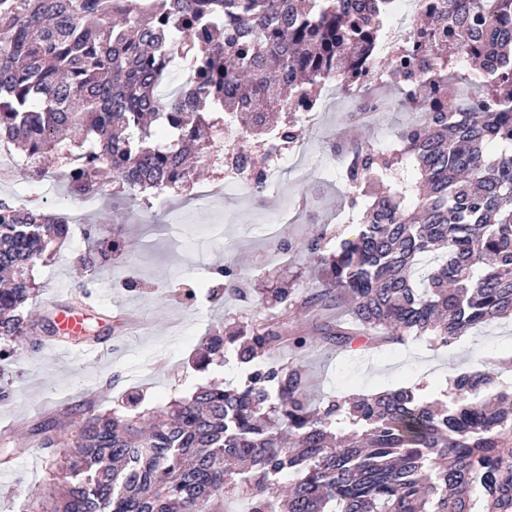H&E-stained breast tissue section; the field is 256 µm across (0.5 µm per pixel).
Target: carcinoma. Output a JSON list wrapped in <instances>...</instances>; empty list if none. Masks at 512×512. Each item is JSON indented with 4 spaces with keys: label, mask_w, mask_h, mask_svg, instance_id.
Returning <instances> with one entry per match:
<instances>
[{
    "label": "carcinoma",
    "mask_w": 512,
    "mask_h": 512,
    "mask_svg": "<svg viewBox=\"0 0 512 512\" xmlns=\"http://www.w3.org/2000/svg\"><path fill=\"white\" fill-rule=\"evenodd\" d=\"M392 2L0 0V142L29 175L52 155L76 200L112 180L148 205L194 184L201 161L248 173L261 197L256 146L301 134L283 115L331 79L375 93L351 79L376 56ZM417 40L379 83L430 80L447 97L464 81L475 111L400 127L403 157L353 144L345 199L359 225L324 259L323 288L257 296L281 314L215 327L195 359L256 363L244 382L202 383L155 410L76 409L67 438L42 426L40 447L59 449L44 512H224L228 500L245 512H512V385L474 370L450 379L445 401L399 386L313 408L312 340L284 336L288 314L341 300L355 328L327 329L339 347L447 348L512 317V0H431ZM178 60L186 80L163 94ZM68 233L69 217L0 199V361L33 329L54 333L30 307L29 271ZM105 235L111 253L132 252L105 222L87 226L88 240ZM216 273L220 298L246 297L234 263Z\"/></svg>",
    "instance_id": "cac0c4a2"
}]
</instances>
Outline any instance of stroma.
<instances>
[{
  "mask_svg": "<svg viewBox=\"0 0 512 512\" xmlns=\"http://www.w3.org/2000/svg\"><path fill=\"white\" fill-rule=\"evenodd\" d=\"M411 119L409 113L392 110L366 125L345 124L334 110L322 113L320 124L323 132L370 143L380 132L394 131ZM200 173L201 184L212 194L193 208L181 195L154 200L148 208L108 193L84 204L68 196L63 181H56L60 206L80 211L85 220L107 216L135 249L110 257L93 279H85L78 260L95 245L88 242L83 223L75 224L65 247L55 248L53 259L33 268L40 288L35 311L50 310L56 321L65 313L78 316L82 335L60 352L35 333L19 343L16 357L0 372V387L9 394L0 401V448L19 451L11 471L0 477V512H21V504L36 497L49 478L48 452L38 434L41 424H53L67 435L74 408L94 405L124 412L134 395L143 407L155 408L190 396L206 378L233 385L243 380L237 364L202 372L193 361L217 323L263 315L253 302L222 303L211 297L221 285L214 268L234 258L243 268L244 287H271L273 269L264 263L269 243L258 228L257 211L309 196L316 206L314 222L285 227L295 245L328 228L332 236L326 246L331 249L353 230L337 221L345 209V187L332 178L304 181L286 174L279 188L257 200L221 191L223 172L204 164ZM162 295L167 298L163 304L158 301ZM336 316L332 306L310 309L289 317L285 325L287 335L304 334L314 341L306 365L316 404L339 394H371L394 386L420 387L438 397L451 376L476 367L478 359L512 355V320L478 329L446 349L411 340L364 351L324 340L323 330L335 324Z\"/></svg>",
  "mask_w": 512,
  "mask_h": 512,
  "instance_id": "stroma-1",
  "label": "stroma"
}]
</instances>
